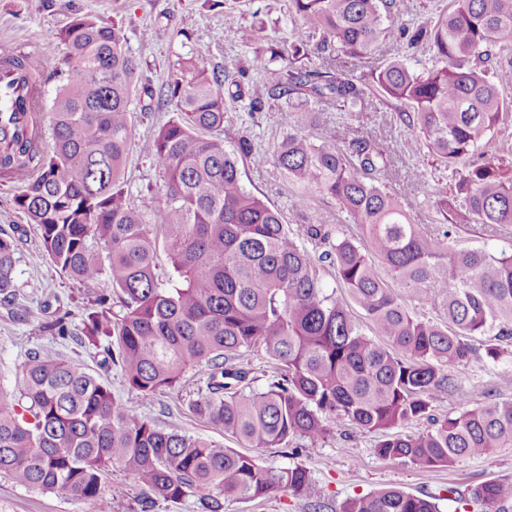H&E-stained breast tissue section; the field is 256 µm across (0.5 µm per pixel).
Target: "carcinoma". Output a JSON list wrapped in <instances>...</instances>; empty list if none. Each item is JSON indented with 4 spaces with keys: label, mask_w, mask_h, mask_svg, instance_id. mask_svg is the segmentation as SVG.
<instances>
[{
    "label": "carcinoma",
    "mask_w": 512,
    "mask_h": 512,
    "mask_svg": "<svg viewBox=\"0 0 512 512\" xmlns=\"http://www.w3.org/2000/svg\"><path fill=\"white\" fill-rule=\"evenodd\" d=\"M454 2L441 22L399 29L407 47L427 44L434 52L438 66L419 73L405 55L376 62L401 0H291L304 29L323 33L316 50L332 41L368 66L378 91L401 106L400 122L448 165H463L454 194L435 202L446 220L436 234L413 223L384 190L389 154L380 141L355 138L343 151L302 134L315 120L311 101L356 112L367 94L363 85L325 66H296L301 41L289 59L271 51L267 77L247 87L252 111L279 99L291 109V130L273 157L298 188L297 203L308 206L312 188L334 198L365 233L364 244L332 238L314 210L299 233L244 187L238 159L220 137L225 97H241V85L226 94L229 75L191 59H178L164 80L175 116L150 141L162 187L147 209L131 206L124 172L139 65L123 49L120 28L75 17L58 33L67 52L55 67L61 85L51 109L23 112L22 131L12 128L15 113L0 114V182L22 185L15 203L45 254L97 306L76 329L62 317L43 329L104 346L143 398L178 387L199 368L206 390L191 411L251 448L318 443L332 422L380 434L378 456L420 469L512 448V399L467 406L419 434L398 432L430 416L453 387L448 367L476 355L472 341L496 360L500 343L512 338V253L458 247L453 238L458 224L512 226V176L475 159L512 106L501 95L512 64L488 77L493 50L512 49V0ZM156 231L174 271L166 288L154 272ZM318 238L328 249L315 257L304 241ZM90 240L104 250L107 266ZM16 253L15 239L0 236V298L8 303L17 300ZM320 262L336 270L350 302L325 293ZM104 271L123 307L113 321L106 316L112 297L98 288ZM411 303L438 308L445 320L419 317ZM353 304L384 343L365 334ZM259 349L276 375L264 390L248 392L249 372L236 360ZM16 384L15 392L0 388V474L22 486L91 509L103 476L120 466L148 490L140 512H152L157 498L193 496L199 512H223L227 496L312 492L305 468H265L212 440L159 428L60 354L30 351ZM472 498L484 512H507L512 481H487ZM341 512L440 510L388 488L347 499Z\"/></svg>",
    "instance_id": "obj_1"
}]
</instances>
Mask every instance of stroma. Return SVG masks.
Masks as SVG:
<instances>
[{"mask_svg":"<svg viewBox=\"0 0 512 512\" xmlns=\"http://www.w3.org/2000/svg\"><path fill=\"white\" fill-rule=\"evenodd\" d=\"M90 14L117 24L125 51L140 64L137 84L159 90L178 57H192L217 72L244 71L246 79L259 77L262 63L268 61L271 47L289 49L297 37V23L290 0H0V48L18 46L38 54L55 52L63 56L64 45L57 34L75 15ZM234 27L236 40H226L224 31ZM317 118L304 133L319 144L341 143L342 139L373 136L387 146L392 170L384 182L387 192L396 196L414 223L431 231L443 219L434 202L442 192L453 189L459 178L455 167L438 160L427 148L409 150V133L399 121L393 101L368 94L360 112H344L325 103L316 104ZM134 136L128 153L125 188L132 205L144 207L158 193L161 174L150 154L153 132L174 115L173 105L152 107L142 91L131 102ZM290 115L283 102L272 101L263 111L253 112L247 98L228 101L222 138L226 149H235L240 137H248L254 151L240 163L246 188L277 209L285 224L299 229L308 221L310 210L323 213L332 235L358 236L335 200L310 190L309 208L295 202V187L275 165L272 150L289 130ZM425 177L415 182L413 170ZM19 184L0 183V231L22 228L18 241L17 286L21 303L11 306L0 301V385L14 389L15 374L28 352L44 349L87 365L93 373L107 378L112 394L121 403L135 406L158 427L176 429L192 437H203L246 452L244 443L225 436L223 430L196 417L189 409L191 400L205 389V378L189 370L181 385L142 398L126 383L120 368L103 365V349L77 344L71 338L49 336L42 326L60 316L77 325L92 303L74 280L62 275L42 251L40 241L24 214L16 209L14 198ZM453 391L443 394L431 419L404 426L414 434L430 428L432 419L442 418L463 405L484 404L512 399V340L504 342L498 360L477 355L468 365L452 368ZM378 434L351 426L333 427L316 448L299 451L288 448H262L258 455L263 466L273 469L305 467L313 481L314 493L296 497L286 491L256 500L225 498L224 512H337L340 505L356 495L397 487L411 494L433 499L441 512H456L457 497L490 479L512 481V448L463 460L454 466L423 470L400 460L380 458L375 450ZM95 512H139L137 501L142 488L132 475L113 467ZM77 500H65L32 490L0 477V512H83Z\"/></svg>","mask_w":512,"mask_h":512,"instance_id":"1","label":"stroma"}]
</instances>
